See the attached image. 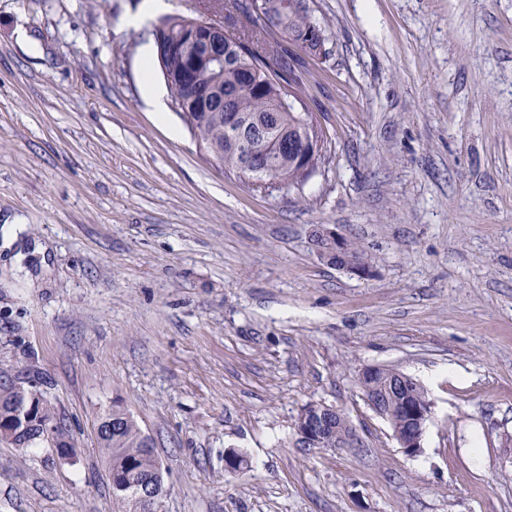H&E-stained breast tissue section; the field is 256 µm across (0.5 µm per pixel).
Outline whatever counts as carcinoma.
Returning <instances> with one entry per match:
<instances>
[{"mask_svg":"<svg viewBox=\"0 0 512 512\" xmlns=\"http://www.w3.org/2000/svg\"><path fill=\"white\" fill-rule=\"evenodd\" d=\"M287 7L285 37L288 44H270V50L261 51L258 44L265 40L272 29L282 24L279 15L251 13L243 6H236L239 15L233 20V30H224V73L201 64L190 72L194 85L205 91L216 87L210 104L203 112L191 113L184 123L197 140L217 156L230 172L241 174L250 180L254 176L241 171L239 160L229 153L225 135V113L239 116V122L247 130L261 121L281 139L288 142L296 134L302 112L283 107L277 102L280 88L308 98L300 58L297 51L311 56L327 57L325 42L329 40L326 28L314 17L307 0H282ZM319 29L323 41H313L307 34ZM183 49L170 55H155V66L163 76L173 104L185 100L188 89L183 80L186 70L185 57L193 52V45L183 40ZM269 170L283 185L297 188L302 183L298 174L296 154L291 148H282L265 156ZM319 257L329 256L326 263L332 266L367 259L363 247L348 238L343 258L336 260V248L325 239H315ZM395 377L394 369L383 367L359 380L365 397L370 401H382L386 406L399 408L402 402L412 406H424L428 399L424 388L412 382L407 391L392 394L389 382ZM98 431L100 447L108 463L112 488V501L116 512H141L131 490L148 476L161 469L153 451L152 441L136 421L120 406L114 405L105 412ZM66 421L43 396L22 386H0V440H7L18 448H31L41 444L56 448H68L63 441ZM319 442L307 444L309 448H334L343 446L353 437V429L345 415L339 411L329 414L325 426L318 431Z\"/></svg>","mask_w":512,"mask_h":512,"instance_id":"cac0c4a2","label":"carcinoma"}]
</instances>
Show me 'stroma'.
I'll list each match as a JSON object with an SVG mask.
<instances>
[{
  "instance_id": "obj_1",
  "label": "stroma",
  "mask_w": 512,
  "mask_h": 512,
  "mask_svg": "<svg viewBox=\"0 0 512 512\" xmlns=\"http://www.w3.org/2000/svg\"><path fill=\"white\" fill-rule=\"evenodd\" d=\"M144 0H0V385L67 420L74 459L0 442V512H114L96 426L120 403L162 512H512V0H309L332 140L302 189H254L141 87ZM325 224L361 278L322 261ZM418 381L411 457L361 370ZM335 407L357 439L302 448ZM247 468L228 471V450ZM321 235L331 240L336 248L328 240L317 238L315 239V245L319 257L323 260L324 255H328L329 259L324 258V262L328 265L336 266L348 264L351 261H363L367 260V256L363 247L351 237H348L345 233L336 231V229L328 228L325 225H320L314 231L313 237ZM346 248V249H345ZM345 250V251H344ZM344 251L343 258L340 261H336V255H340Z\"/></svg>"
}]
</instances>
